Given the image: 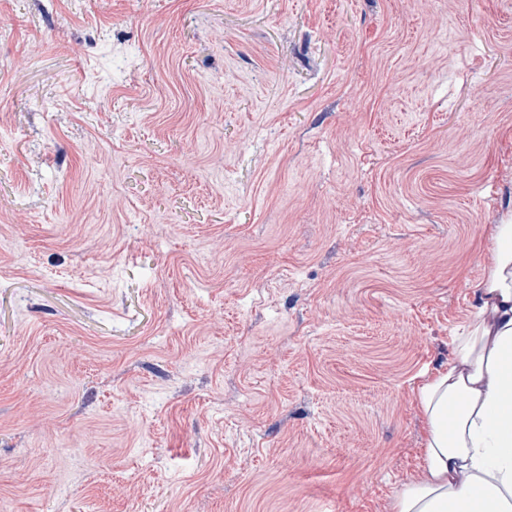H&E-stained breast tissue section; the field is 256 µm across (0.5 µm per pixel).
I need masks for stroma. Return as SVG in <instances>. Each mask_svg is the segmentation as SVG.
Returning a JSON list of instances; mask_svg holds the SVG:
<instances>
[{"instance_id":"stroma-1","label":"stroma","mask_w":512,"mask_h":512,"mask_svg":"<svg viewBox=\"0 0 512 512\" xmlns=\"http://www.w3.org/2000/svg\"><path fill=\"white\" fill-rule=\"evenodd\" d=\"M512 215V0H0V512H392Z\"/></svg>"}]
</instances>
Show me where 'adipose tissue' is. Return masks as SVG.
<instances>
[{"mask_svg":"<svg viewBox=\"0 0 512 512\" xmlns=\"http://www.w3.org/2000/svg\"><path fill=\"white\" fill-rule=\"evenodd\" d=\"M492 251L453 360L415 392L423 476L396 492L393 512H512V220L495 225Z\"/></svg>","mask_w":512,"mask_h":512,"instance_id":"1","label":"adipose tissue"}]
</instances>
